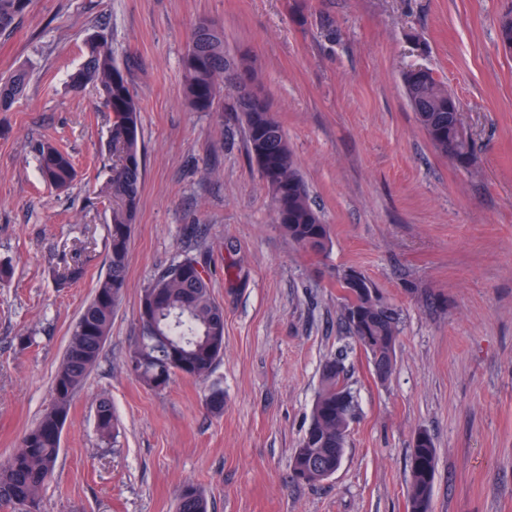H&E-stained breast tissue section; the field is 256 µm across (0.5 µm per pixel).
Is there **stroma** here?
<instances>
[{
	"label": "stroma",
	"instance_id": "stroma-1",
	"mask_svg": "<svg viewBox=\"0 0 512 512\" xmlns=\"http://www.w3.org/2000/svg\"><path fill=\"white\" fill-rule=\"evenodd\" d=\"M512 0H31L0 35V76L29 72L0 112V458L49 406L73 324L107 273L101 197L112 115L69 89L98 26L142 106L144 186L127 288L98 363L72 401L41 512H176L188 483L211 512H407L415 436L437 455L431 512H512ZM203 17L229 54L250 50L330 229L322 254L275 224L233 113L183 103L181 57ZM420 66L461 102L470 169L440 156L402 74ZM55 140L77 176L46 186L34 149ZM190 255L224 306V356L207 382L161 391L129 375L139 296ZM81 280L57 284L74 259ZM364 275L402 317L394 372L346 360L358 405L340 469L291 481L322 365L347 344L339 276ZM224 413L205 407L209 386ZM109 398L120 434L102 440Z\"/></svg>",
	"mask_w": 512,
	"mask_h": 512
}]
</instances>
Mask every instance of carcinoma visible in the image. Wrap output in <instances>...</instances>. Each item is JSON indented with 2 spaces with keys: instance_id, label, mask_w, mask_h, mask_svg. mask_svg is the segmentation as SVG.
Wrapping results in <instances>:
<instances>
[{
  "instance_id": "carcinoma-1",
  "label": "carcinoma",
  "mask_w": 512,
  "mask_h": 512,
  "mask_svg": "<svg viewBox=\"0 0 512 512\" xmlns=\"http://www.w3.org/2000/svg\"><path fill=\"white\" fill-rule=\"evenodd\" d=\"M31 0H0V35L11 33L27 12ZM101 43L87 49L86 59L70 80L73 93L93 83L100 104L112 113L104 196L112 199L107 245V273L73 326L64 357L53 382L52 400L38 422L21 438L18 447L0 460V512L40 501V492L55 471L61 426L69 416L74 395L97 363L110 335L113 315L120 305L128 273L131 234L137 222L143 191L140 99L126 71L112 54L106 28L98 29ZM182 96L196 112H233L239 120L250 159L268 190L274 219L282 233L303 249L319 254L330 244L328 225L311 203L288 137L268 100L244 101L240 86L257 85L258 76L250 54L229 56L224 50V28L199 21L181 58ZM28 81L25 69L15 70L0 83V112L9 111ZM403 87L418 124L434 149L456 166L467 169L474 160V142L467 129L454 124L448 111L450 92L432 74L403 73ZM41 178L57 189L67 188L76 177L69 154L51 142L37 146ZM198 261L185 257L160 269L140 294L139 305L152 308L151 321L138 319V336L126 362L129 374L153 391L165 389L176 372L203 379L224 356V307L214 297L210 279L196 271ZM344 321L369 363L385 369L381 381L392 375L400 334V314L383 302L373 305L359 299L361 321L353 319L352 298L345 295ZM346 356L329 357L323 366L310 422L292 450V479L316 484L330 478L336 462L343 461L356 404L348 383ZM207 410L224 414V392L213 388L206 396ZM96 427L104 440L115 439L118 425L107 399L96 407ZM437 470L436 448L430 435L411 448L407 482L408 512H430ZM177 512H209V501L197 486L187 484L177 497Z\"/></svg>"
}]
</instances>
